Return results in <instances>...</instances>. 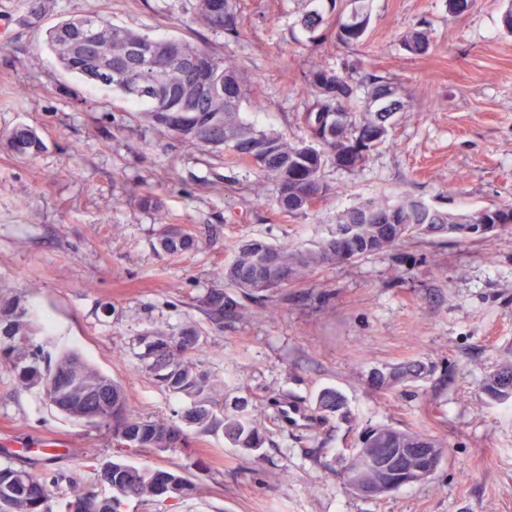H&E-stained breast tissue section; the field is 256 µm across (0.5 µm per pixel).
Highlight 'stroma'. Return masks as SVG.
Segmentation results:
<instances>
[{
  "label": "stroma",
  "mask_w": 512,
  "mask_h": 512,
  "mask_svg": "<svg viewBox=\"0 0 512 512\" xmlns=\"http://www.w3.org/2000/svg\"><path fill=\"white\" fill-rule=\"evenodd\" d=\"M511 2L468 0L454 14L448 0H363L367 37L345 48L301 27L315 0H241L242 42L196 31L175 0H40L35 13L28 0H0V298L26 301L44 363L77 351L122 384L135 413L168 424L193 400L155 381L144 340L195 326L186 356L217 381L216 410L243 404L267 436L256 452L220 430L192 432L186 448H120L43 388L18 385L0 361V463L42 478L77 470L79 490L101 496L111 490L95 466L112 459L194 485L177 500H127L124 512H512V402L483 389L512 364V226L488 241L418 235L322 266L272 293L273 318L248 299L222 318L200 304L223 289L242 243L308 249L347 210L381 197L462 213L512 204V31L502 22ZM78 14L242 59L244 112L291 141L303 135L302 73L312 64L392 79L404 108L357 170L326 161V196L285 215L252 165L184 145L112 89L65 72L46 35ZM415 29L429 36L426 54L403 47ZM19 125L41 136L37 156L7 149L4 134ZM150 189L171 224L199 236L198 249L157 251L162 227L139 204ZM405 364L421 375L393 388L373 382ZM328 388L345 396L350 417L319 410ZM369 426L437 439L445 457L434 477L374 498L351 492L343 473Z\"/></svg>",
  "instance_id": "35a3bbf8"
}]
</instances>
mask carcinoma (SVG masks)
Wrapping results in <instances>:
<instances>
[{"mask_svg":"<svg viewBox=\"0 0 512 512\" xmlns=\"http://www.w3.org/2000/svg\"><path fill=\"white\" fill-rule=\"evenodd\" d=\"M321 7L302 15L301 26L317 40L331 37L339 44L352 47L366 37L369 15L356 8L345 21H336L337 0H319ZM185 13L199 29L224 35L235 41L247 38L240 25L239 0H185ZM48 43L60 65L67 71L84 77L96 86H107L119 92L122 101L142 107L143 121L164 131L188 146L219 150L228 136L237 138L234 154L245 160L261 159L260 174L275 183V205L283 213L293 214L307 209L303 197L316 194L323 198L328 186L322 180L326 154H331L336 166L356 170L369 148L385 142L386 125L392 111L404 107L394 98L391 86L374 78L366 86L369 108L361 119L351 112L362 86L352 72L338 73L334 69L312 65L304 72V81L312 101L302 113L301 123L306 139L319 142L317 150H306L303 142H290L284 136L257 129L242 116L241 107L248 94L242 66L234 59L217 54L206 45L184 39L165 40L171 51L182 60L165 72L163 88L157 89L143 59L151 53L150 36L129 28L108 23L99 16L77 15L58 22L48 34ZM406 49L421 55L428 51L429 39L423 31H413L404 40ZM204 54L222 92L211 96L200 108L182 111L180 90L191 80V58ZM9 150L17 156L32 157L44 143L37 130L28 125L13 128L6 136ZM142 208L154 215L157 224L165 225L158 239L161 252L182 255L196 247L193 232L186 227L169 224V216L161 199L148 191L139 196ZM413 210L411 223L392 224L391 214ZM455 219L449 211L431 213V208L418 209L410 199L394 203L377 200L353 208L339 217L335 230L313 249L291 250L261 240L242 244L232 260L224 265L225 286L244 298L258 301L259 293L307 277L319 267L340 261L363 258L390 250L413 236L418 230L434 234L448 233V223ZM203 304L214 315L224 317L236 312L241 304L237 297L224 291L209 292ZM30 308L21 298L0 299V359L8 361L18 382L24 387L42 386L51 402L69 416L85 421L95 428L112 431V438L124 446V437L133 438L135 449L178 448L188 443V434L176 425L152 421L133 414L127 394L121 384L98 373L77 354H62L54 364L41 365L34 349ZM198 338L192 327L178 339L155 337L145 341V355L152 359L149 370L156 381L175 394L194 398L184 420L203 432L224 428V438L239 448L257 451L265 436L259 428L234 415L217 416L210 393L215 383L185 358L186 350ZM420 368L408 365L376 373L378 382L386 387L418 375ZM512 365L504 366L485 384L488 395L501 403L512 399ZM86 392L82 407L72 405L76 391ZM319 408L329 413L344 410L343 398L334 390L322 392ZM360 447L369 448H437L439 443L422 432L393 427H375L362 436ZM374 478L367 468L364 454L353 457L348 467L347 482L354 485L359 476ZM100 476L112 489V496L79 494L76 499L86 504L87 512H122L124 500L136 498H179L193 490L183 475L169 470L137 467L121 461L102 465ZM0 512H51L46 480L33 476L22 468L0 465Z\"/></svg>","mask_w":512,"mask_h":512,"instance_id":"obj_1","label":"carcinoma"}]
</instances>
